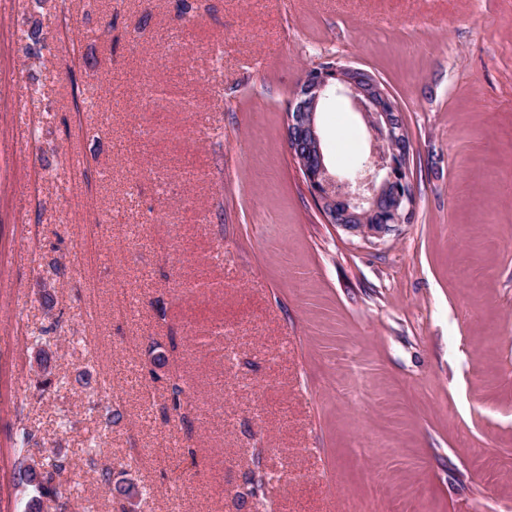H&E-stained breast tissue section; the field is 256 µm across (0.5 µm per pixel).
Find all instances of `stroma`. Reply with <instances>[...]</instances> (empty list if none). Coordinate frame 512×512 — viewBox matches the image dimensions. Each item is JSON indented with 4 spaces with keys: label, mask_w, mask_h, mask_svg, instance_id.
Masks as SVG:
<instances>
[{
    "label": "stroma",
    "mask_w": 512,
    "mask_h": 512,
    "mask_svg": "<svg viewBox=\"0 0 512 512\" xmlns=\"http://www.w3.org/2000/svg\"><path fill=\"white\" fill-rule=\"evenodd\" d=\"M191 2L0 0V512L34 452L67 512L122 480L134 512H512V0ZM323 63L410 142L411 218L371 243L288 148ZM317 120L362 169L349 100Z\"/></svg>",
    "instance_id": "35a3bbf8"
}]
</instances>
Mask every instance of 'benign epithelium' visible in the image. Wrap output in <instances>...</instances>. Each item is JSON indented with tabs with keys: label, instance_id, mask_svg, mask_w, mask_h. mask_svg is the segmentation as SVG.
I'll return each mask as SVG.
<instances>
[{
	"label": "benign epithelium",
	"instance_id": "obj_1",
	"mask_svg": "<svg viewBox=\"0 0 512 512\" xmlns=\"http://www.w3.org/2000/svg\"><path fill=\"white\" fill-rule=\"evenodd\" d=\"M332 89L371 121L373 137L383 143V153L365 176L357 174L347 180L355 191L340 207L336 206L335 182L325 175L316 124L320 101ZM286 136L328 223L368 240L383 238L409 219L413 202L405 173L409 140L395 103L368 72L335 65L308 69L286 113Z\"/></svg>",
	"mask_w": 512,
	"mask_h": 512
}]
</instances>
